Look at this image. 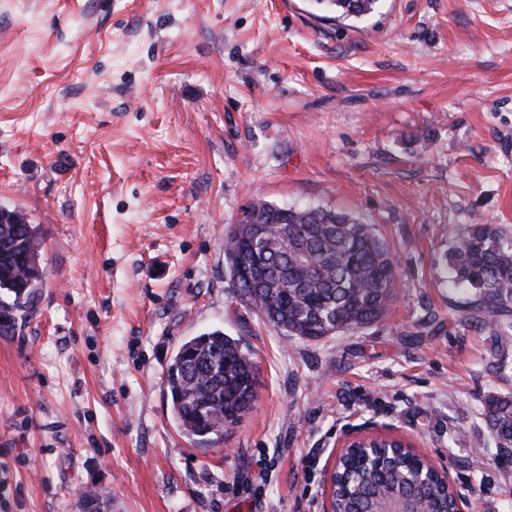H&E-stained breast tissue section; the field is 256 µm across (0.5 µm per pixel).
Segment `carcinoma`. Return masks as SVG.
I'll return each instance as SVG.
<instances>
[{"mask_svg":"<svg viewBox=\"0 0 512 512\" xmlns=\"http://www.w3.org/2000/svg\"><path fill=\"white\" fill-rule=\"evenodd\" d=\"M342 19L373 13L379 0H313ZM264 227L255 241L240 225L224 238L234 291L285 336L321 340L381 319L396 296L397 264L373 225L349 214L319 208L280 207L265 201L247 206ZM448 264L453 283L466 294L464 322L495 339L512 336V235L493 224H457L450 231ZM37 228L23 213L0 209V290L12 308L26 309L41 274ZM258 372L253 354L221 329L183 342L165 374L172 418L186 436L224 440V430L253 408ZM487 426L501 447L512 445V395L488 400ZM408 452L380 465L364 464L355 449L336 478L335 512H368L373 498L396 487L455 512L453 493L438 481L415 480ZM79 512H108L99 494L84 489Z\"/></svg>","mask_w":512,"mask_h":512,"instance_id":"cac0c4a2","label":"carcinoma"}]
</instances>
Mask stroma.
<instances>
[{"label": "stroma", "instance_id": "35a3bbf8", "mask_svg": "<svg viewBox=\"0 0 512 512\" xmlns=\"http://www.w3.org/2000/svg\"><path fill=\"white\" fill-rule=\"evenodd\" d=\"M347 212L399 265L386 315L310 341L236 298L253 201ZM0 208L42 240L0 317V512H326L357 428L409 442L476 512H512V337L464 323L449 230L512 234V0H0ZM252 350L256 408L204 445L164 390L178 346ZM380 0H312L325 12L342 19H361L373 13ZM487 426L502 448L512 446V395L491 396L488 400Z\"/></svg>", "mask_w": 512, "mask_h": 512}]
</instances>
